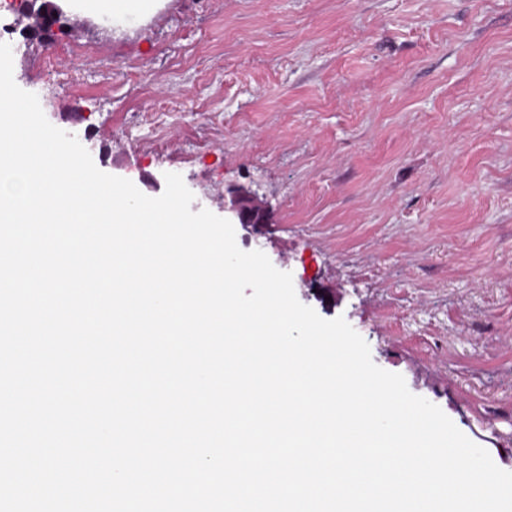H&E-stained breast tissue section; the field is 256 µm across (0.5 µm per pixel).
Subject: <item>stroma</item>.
Here are the masks:
<instances>
[{"mask_svg":"<svg viewBox=\"0 0 512 512\" xmlns=\"http://www.w3.org/2000/svg\"><path fill=\"white\" fill-rule=\"evenodd\" d=\"M13 75L96 167L192 211L258 191L245 251L344 317L512 471V0H159L23 33Z\"/></svg>","mask_w":512,"mask_h":512,"instance_id":"1","label":"stroma"}]
</instances>
